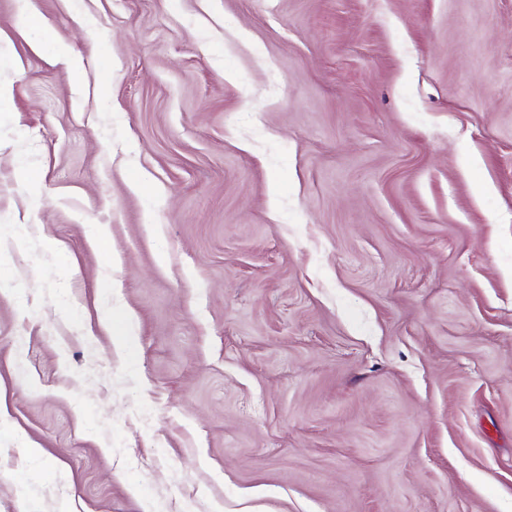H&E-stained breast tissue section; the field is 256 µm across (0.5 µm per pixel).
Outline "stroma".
<instances>
[{
	"mask_svg": "<svg viewBox=\"0 0 512 512\" xmlns=\"http://www.w3.org/2000/svg\"><path fill=\"white\" fill-rule=\"evenodd\" d=\"M0 512H512V0H0Z\"/></svg>",
	"mask_w": 512,
	"mask_h": 512,
	"instance_id": "1",
	"label": "stroma"
}]
</instances>
